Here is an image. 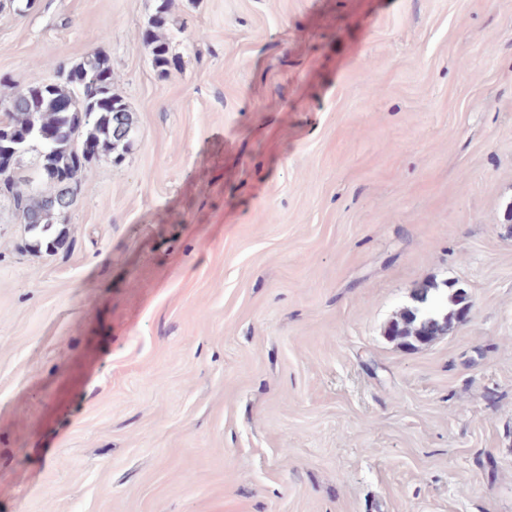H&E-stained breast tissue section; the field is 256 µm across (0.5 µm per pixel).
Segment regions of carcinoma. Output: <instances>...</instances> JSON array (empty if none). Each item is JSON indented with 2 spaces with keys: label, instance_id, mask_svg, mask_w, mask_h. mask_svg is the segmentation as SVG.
I'll list each match as a JSON object with an SVG mask.
<instances>
[{
  "label": "carcinoma",
  "instance_id": "obj_1",
  "mask_svg": "<svg viewBox=\"0 0 512 512\" xmlns=\"http://www.w3.org/2000/svg\"><path fill=\"white\" fill-rule=\"evenodd\" d=\"M171 0H159L145 33L157 68L171 65L167 42L157 30L168 23ZM100 76L112 77L106 57L91 54L59 71L52 82H32L0 100L6 105L0 113V164L14 167L0 173V197L7 198L28 232L36 237L35 246L53 251L62 245L65 231L54 224L74 203L65 196L63 181H81L87 165L102 153L122 155L131 147L136 129L123 100L107 84L95 98L83 95L85 85ZM37 154L36 168L23 172L17 167L21 155ZM466 296L458 292L457 309L441 313V299L431 289L414 294L416 305L406 308L388 328V335L405 344L424 342L448 331L452 320L462 314Z\"/></svg>",
  "mask_w": 512,
  "mask_h": 512
}]
</instances>
